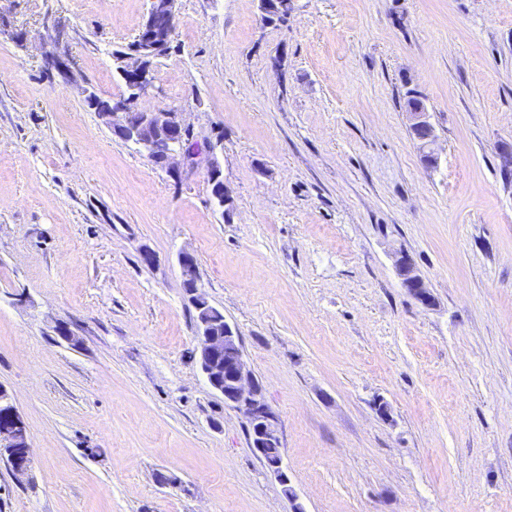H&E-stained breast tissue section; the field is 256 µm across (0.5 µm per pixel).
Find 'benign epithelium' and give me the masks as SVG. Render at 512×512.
I'll return each mask as SVG.
<instances>
[{"instance_id":"7a95c632","label":"benign epithelium","mask_w":512,"mask_h":512,"mask_svg":"<svg viewBox=\"0 0 512 512\" xmlns=\"http://www.w3.org/2000/svg\"><path fill=\"white\" fill-rule=\"evenodd\" d=\"M177 0H150V7L142 28V36L134 46L113 55L117 71L130 78L135 95L119 99H106L98 95L88 86L81 87L84 104L96 112L102 122L112 130L114 136L127 141L137 140L147 157L158 165L180 172L181 168L193 167L198 164V148L186 149L183 145L175 148L158 149V139L150 135L155 130L170 134L173 131L182 136L194 135L193 128L187 124L182 113L172 110L157 112L141 110L138 103L141 99L160 93L161 88L156 84L154 63L165 53L167 43L156 41L154 31L160 25L168 32V37L174 35V18ZM63 33L58 31L54 37V50L44 55V65L49 70L56 71L68 83L75 82V76L70 66L66 50L62 47ZM413 135L429 145L431 141V125L427 121L424 107L411 109ZM209 171L213 174V196L221 201L218 205L221 217H230L232 200L224 186L221 167L216 158L208 160ZM190 252L179 254V265L183 276L185 293L196 308L204 309L210 306L205 294L201 291L199 280L188 273V257ZM398 271L402 285L407 291L425 305L433 303V297L422 277L415 270L412 262L406 256L398 261ZM198 360L202 374L209 386L224 397V403L237 409L245 415L251 439L252 448L263 460L266 467L274 473L281 483L286 486V492L291 502V512H305L302 504L292 489L288 487V475L283 469V457L273 455L267 445H280V425L278 418L269 408L262 395L259 383L247 369L243 359L240 338L236 330L228 323L224 324V335L215 336L202 325L197 328ZM0 404H5L10 422L0 425V460L8 463L18 477L28 475L31 470V452L28 435L24 425L15 415L16 407L6 402L1 394Z\"/></svg>"}]
</instances>
